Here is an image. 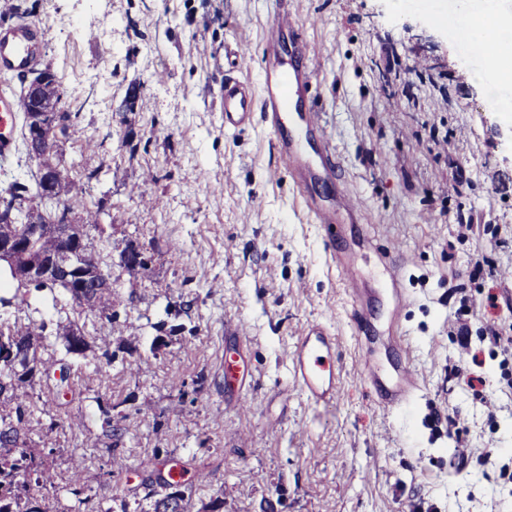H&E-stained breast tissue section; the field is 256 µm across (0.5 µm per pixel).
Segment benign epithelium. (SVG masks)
I'll return each instance as SVG.
<instances>
[{
  "mask_svg": "<svg viewBox=\"0 0 512 512\" xmlns=\"http://www.w3.org/2000/svg\"><path fill=\"white\" fill-rule=\"evenodd\" d=\"M58 86L55 72L47 67L25 81L30 111L24 115L28 157L41 177L40 192L45 202L63 197V157L58 148L59 134L68 122L67 114L48 96ZM25 224V234L15 233L13 225ZM0 271H5L19 288L47 284L63 288H108L109 278L96 254L86 246V226L82 214L67 207L59 210L55 221L44 219L42 206L30 202L17 218L11 208L0 209ZM137 263L148 264L145 249L127 246L111 266L127 269Z\"/></svg>",
  "mask_w": 512,
  "mask_h": 512,
  "instance_id": "7a95c632",
  "label": "benign epithelium"
}]
</instances>
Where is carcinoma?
<instances>
[{
    "label": "carcinoma",
    "mask_w": 512,
    "mask_h": 512,
    "mask_svg": "<svg viewBox=\"0 0 512 512\" xmlns=\"http://www.w3.org/2000/svg\"><path fill=\"white\" fill-rule=\"evenodd\" d=\"M38 175L28 178L16 174L0 198L36 197ZM39 297L59 314L56 328L51 330L42 318L27 315L23 320L0 322V512H115L114 496L103 492L112 478L129 469L124 456L112 451L111 469L102 472L103 484L93 487L87 477L86 455L74 453L63 479V485L52 482L49 458L39 450L33 437L35 413L50 415L61 400L73 391V376L83 368H93L101 375L112 368L115 352H96L87 336L69 335L77 320L71 317L82 309L68 290L36 285L11 288L0 278V307L31 308L30 297ZM97 315L109 325L119 319L116 307L120 296L114 288L99 290ZM33 309V308H31ZM33 312H40L34 308ZM52 349L43 357L41 351ZM40 393H34L35 387ZM101 429L107 437L122 438L127 428L112 417V405H98ZM76 439L81 446L96 448L99 442L85 421L52 420ZM179 470L183 482H176L171 472ZM139 484L132 489L133 501L121 502L120 512H188V502L199 486L212 484L216 471L191 458L177 459L168 452L157 451L141 469Z\"/></svg>",
    "instance_id": "1"
}]
</instances>
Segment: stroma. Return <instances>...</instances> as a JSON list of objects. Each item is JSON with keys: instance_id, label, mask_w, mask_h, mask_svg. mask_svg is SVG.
Listing matches in <instances>:
<instances>
[{"instance_id": "35a3bbf8", "label": "stroma", "mask_w": 512, "mask_h": 512, "mask_svg": "<svg viewBox=\"0 0 512 512\" xmlns=\"http://www.w3.org/2000/svg\"><path fill=\"white\" fill-rule=\"evenodd\" d=\"M273 5L0 0V14L44 31L40 64L80 109L60 150L72 177L99 171L81 196L105 204L91 240L151 252L139 274L114 273L119 296L134 299L119 308L122 335L81 316L97 348L132 352L109 378L83 369L81 395L66 407L92 427L101 402L128 416L116 450L95 449L89 481L98 484L113 452L135 470L160 448L218 467L189 512L215 498L220 512H512V485L500 477L512 467V393L480 336L487 318L512 325V113L489 107L485 78L449 22L456 0H291L319 53L318 105L342 170L332 190L356 195L368 218L341 225L336 247L358 260L376 359L389 368L406 355L419 385L408 413L383 410L363 377L353 301L323 228L291 183L272 179L279 157L263 125L224 129V51L258 49ZM134 82L142 90L127 108ZM88 139L103 153L85 152ZM135 185L161 207H143L129 194ZM460 210L475 222L463 239ZM386 252L402 255L410 298L395 330ZM480 255L492 274L475 271ZM491 293L505 304L488 307ZM315 322L336 334L342 366L326 409L290 372L292 346ZM162 323L170 334L158 335ZM241 351L252 373L243 400L224 378L225 359ZM478 370L485 384L473 390L466 379Z\"/></svg>"}]
</instances>
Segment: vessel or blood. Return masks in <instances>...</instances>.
Segmentation results:
<instances>
[{"label": "vessel or blood", "mask_w": 512, "mask_h": 512, "mask_svg": "<svg viewBox=\"0 0 512 512\" xmlns=\"http://www.w3.org/2000/svg\"><path fill=\"white\" fill-rule=\"evenodd\" d=\"M44 43L39 29L23 21L0 25V71L27 72L39 62ZM248 49L239 47L229 54L224 72L222 105L224 128L234 132L262 119L273 139L285 174L300 191L322 177L334 178L340 170L336 151L325 137L315 106V51L304 35L288 0H277L264 28L261 43L262 67L258 81L237 77L239 65L249 58ZM307 209L314 223L332 229L341 219H355L361 210L358 199L342 193L329 205L308 196ZM403 262L387 255L386 282L394 296L395 311L406 308L409 298L402 286ZM351 320L360 346L363 375L379 407L403 412L409 409L417 386L406 363L391 372L378 368L368 352L369 327L363 309H353ZM294 381L315 406L326 408L336 402L341 367L336 361V338L322 324L312 325L301 336L290 363Z\"/></svg>", "instance_id": "b4317fda"}]
</instances>
